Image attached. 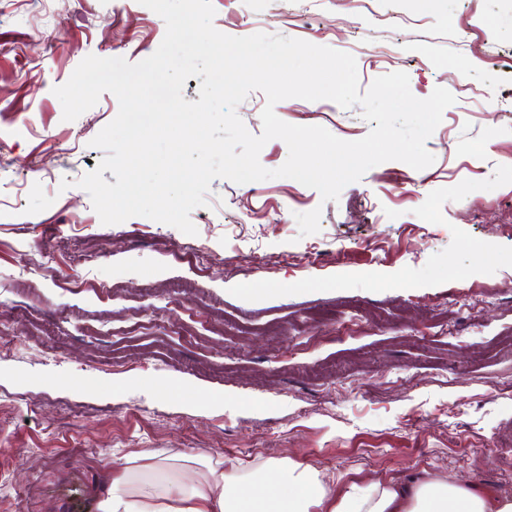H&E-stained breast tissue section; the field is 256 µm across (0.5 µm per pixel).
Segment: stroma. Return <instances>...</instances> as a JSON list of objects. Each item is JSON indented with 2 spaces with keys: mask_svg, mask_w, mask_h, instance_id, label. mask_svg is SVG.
<instances>
[{
  "mask_svg": "<svg viewBox=\"0 0 512 512\" xmlns=\"http://www.w3.org/2000/svg\"><path fill=\"white\" fill-rule=\"evenodd\" d=\"M212 3L225 34L352 54L361 89L394 71L417 98L448 89L435 161L381 163L326 202L219 178L193 237L102 224L77 182L118 100L66 122L53 89L88 55L149 57L165 22L139 0H0V512H65L68 482L92 492L142 453L291 459L339 494L426 470L512 494V355L487 352L512 336V0ZM275 112L371 128L329 100ZM37 183L54 202L30 214Z\"/></svg>",
  "mask_w": 512,
  "mask_h": 512,
  "instance_id": "1",
  "label": "stroma"
}]
</instances>
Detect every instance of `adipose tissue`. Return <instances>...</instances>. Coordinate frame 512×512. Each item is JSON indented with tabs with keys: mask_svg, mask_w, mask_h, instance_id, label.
<instances>
[{
	"mask_svg": "<svg viewBox=\"0 0 512 512\" xmlns=\"http://www.w3.org/2000/svg\"><path fill=\"white\" fill-rule=\"evenodd\" d=\"M96 512H512V497L426 473L406 481L350 485L342 494L299 462L263 472L216 466L185 477L158 455L111 461L96 492Z\"/></svg>",
	"mask_w": 512,
	"mask_h": 512,
	"instance_id": "obj_1",
	"label": "adipose tissue"
}]
</instances>
